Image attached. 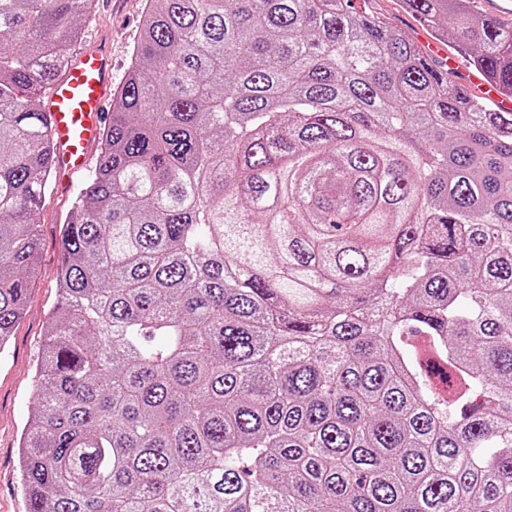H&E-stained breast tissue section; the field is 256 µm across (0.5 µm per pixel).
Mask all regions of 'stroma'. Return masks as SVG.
Masks as SVG:
<instances>
[{
    "mask_svg": "<svg viewBox=\"0 0 512 512\" xmlns=\"http://www.w3.org/2000/svg\"><path fill=\"white\" fill-rule=\"evenodd\" d=\"M146 0H96L94 15L82 24L80 49L107 40L112 48L116 83H123L136 42ZM357 9L387 16L418 45L433 41L430 29L408 14L402 0H354ZM88 173L73 175L67 185L51 176L37 221L41 239L39 274L31 285L22 318L10 346L0 355V512H26L18 481L17 457L22 429L36 404L34 370L41 359L50 314L57 302L56 276L62 259L61 228Z\"/></svg>",
    "mask_w": 512,
    "mask_h": 512,
    "instance_id": "35a3bbf8",
    "label": "stroma"
}]
</instances>
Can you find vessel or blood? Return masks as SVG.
<instances>
[{"label": "vessel or blood", "instance_id": "obj_1", "mask_svg": "<svg viewBox=\"0 0 512 512\" xmlns=\"http://www.w3.org/2000/svg\"><path fill=\"white\" fill-rule=\"evenodd\" d=\"M112 87L111 50L101 43L74 57L50 88L45 110L55 171L72 175L89 166L109 118Z\"/></svg>", "mask_w": 512, "mask_h": 512}]
</instances>
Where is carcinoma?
<instances>
[{
	"label": "carcinoma",
	"mask_w": 512,
	"mask_h": 512,
	"mask_svg": "<svg viewBox=\"0 0 512 512\" xmlns=\"http://www.w3.org/2000/svg\"><path fill=\"white\" fill-rule=\"evenodd\" d=\"M512 97V23L403 0ZM94 0H0V352ZM20 438L27 512H512V111L352 0H146Z\"/></svg>",
	"instance_id": "1"
}]
</instances>
